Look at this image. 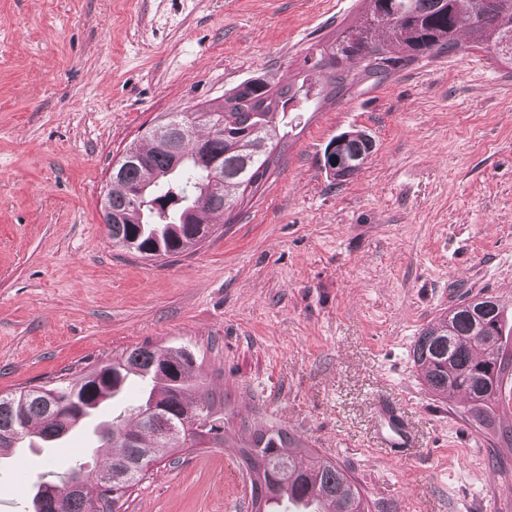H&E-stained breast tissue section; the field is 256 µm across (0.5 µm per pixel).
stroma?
Wrapping results in <instances>:
<instances>
[{
  "instance_id": "stroma-1",
  "label": "stroma",
  "mask_w": 512,
  "mask_h": 512,
  "mask_svg": "<svg viewBox=\"0 0 512 512\" xmlns=\"http://www.w3.org/2000/svg\"><path fill=\"white\" fill-rule=\"evenodd\" d=\"M361 0H0V395L67 385L150 345L193 356L226 400L225 442L178 451L121 512H228L248 501L236 447L273 423L336 461L372 512H512V450L431 396L413 361L464 296L512 319V76L475 48L423 58L303 113L279 167L196 251L153 263L113 246L112 166L163 114L261 76L284 83ZM374 142L343 181L334 136ZM386 396L416 435L376 450ZM89 433L0 466V512H22Z\"/></svg>"
}]
</instances>
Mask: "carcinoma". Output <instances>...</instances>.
Here are the masks:
<instances>
[{
  "instance_id": "obj_1",
  "label": "carcinoma",
  "mask_w": 512,
  "mask_h": 512,
  "mask_svg": "<svg viewBox=\"0 0 512 512\" xmlns=\"http://www.w3.org/2000/svg\"><path fill=\"white\" fill-rule=\"evenodd\" d=\"M362 22L342 27L333 40L304 57L303 69L285 84L256 77L224 93V102L201 106L219 112L224 127L208 128L178 141L179 165L170 152L146 135L149 147L131 144L146 163L125 162L112 166V214L122 223L106 225L112 245L134 251L149 261H164L198 248L214 233L203 228L210 213L233 212L244 203L246 193H255L271 167L279 160L287 132L279 122L290 112H303L310 104L340 101L357 85H374L415 61L466 50L459 37L467 34L471 44L483 46L512 66V54L500 45L512 36V0H363ZM357 59L363 68L354 72L346 62ZM328 74V87H317L311 71ZM343 152L352 164L335 168V154L324 153V167L336 180L344 179L369 158L373 140L361 131L344 132ZM504 308L493 296L474 295L448 308L420 332L413 349L414 362L422 368L426 389L440 398L454 392L469 393L467 420L498 437L500 446L512 449V427L497 424L503 411L502 383L512 364V352L504 337ZM150 373L157 377L153 394H146L133 408L136 425L119 418L99 431L100 447L121 452L112 465L131 461L137 466L134 479L116 490H106L95 481L98 499L108 505L124 497L157 463L176 448H192L203 436L212 438L223 430L215 401L196 379L194 359L185 354L163 352L150 345L128 349L111 362L79 377L71 389L62 387L26 390L0 396V456L15 448V442L31 433L47 438L64 434L71 423L97 407L101 397L117 393L129 376ZM176 433L170 442L159 439L157 427ZM239 459L248 474L252 512H279L274 502L306 497L329 504L328 512H370V505L351 475L325 459L295 435L275 425H260L239 446ZM300 455L306 466L297 465ZM70 483L81 493L69 499L65 512H90L94 499L84 474L59 477L56 488Z\"/></svg>"
}]
</instances>
